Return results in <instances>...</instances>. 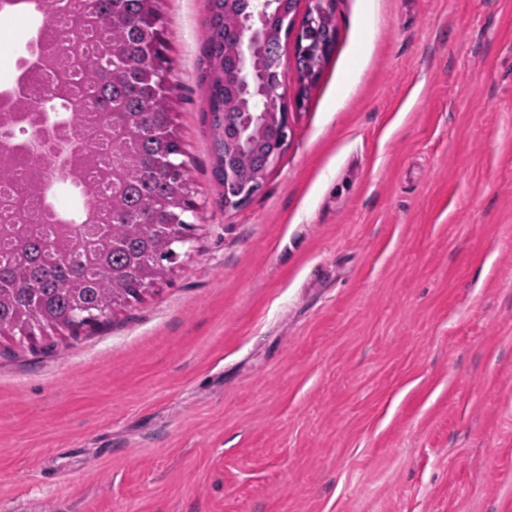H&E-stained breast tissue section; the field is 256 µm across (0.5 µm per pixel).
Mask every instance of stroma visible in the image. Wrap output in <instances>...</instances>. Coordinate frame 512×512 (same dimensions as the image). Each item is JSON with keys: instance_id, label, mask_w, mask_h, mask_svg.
Returning a JSON list of instances; mask_svg holds the SVG:
<instances>
[{"instance_id": "1", "label": "stroma", "mask_w": 512, "mask_h": 512, "mask_svg": "<svg viewBox=\"0 0 512 512\" xmlns=\"http://www.w3.org/2000/svg\"><path fill=\"white\" fill-rule=\"evenodd\" d=\"M198 209L109 321L0 337V512H512V0H333L224 208L207 0H158Z\"/></svg>"}]
</instances>
